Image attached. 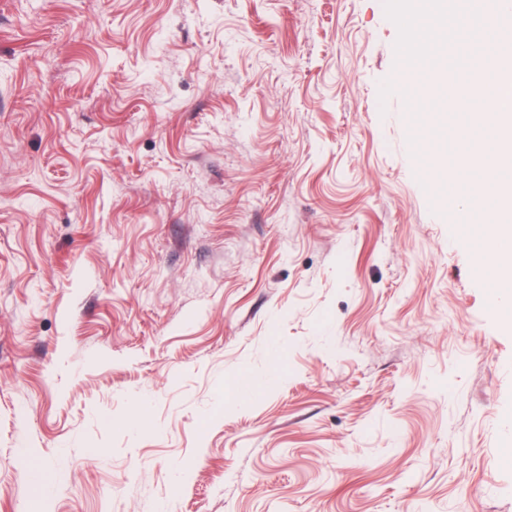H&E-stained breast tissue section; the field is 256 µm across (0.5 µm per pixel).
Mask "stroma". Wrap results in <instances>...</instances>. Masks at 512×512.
<instances>
[{"instance_id": "stroma-1", "label": "stroma", "mask_w": 512, "mask_h": 512, "mask_svg": "<svg viewBox=\"0 0 512 512\" xmlns=\"http://www.w3.org/2000/svg\"><path fill=\"white\" fill-rule=\"evenodd\" d=\"M408 74L385 0H0V512H512Z\"/></svg>"}]
</instances>
